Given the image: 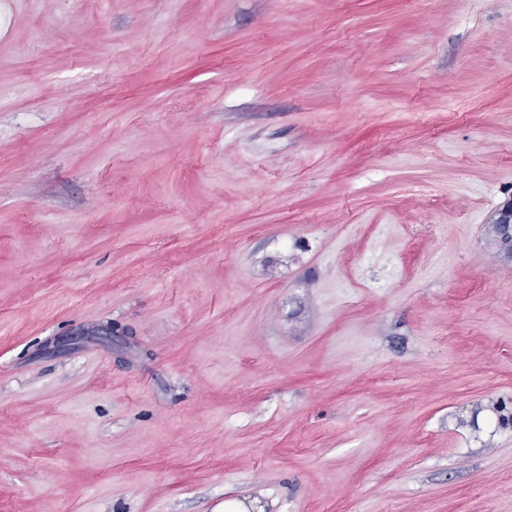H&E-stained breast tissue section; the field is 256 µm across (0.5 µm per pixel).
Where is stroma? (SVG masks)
<instances>
[{
    "label": "stroma",
    "instance_id": "1",
    "mask_svg": "<svg viewBox=\"0 0 512 512\" xmlns=\"http://www.w3.org/2000/svg\"><path fill=\"white\" fill-rule=\"evenodd\" d=\"M512 0H0V512H512Z\"/></svg>",
    "mask_w": 512,
    "mask_h": 512
}]
</instances>
